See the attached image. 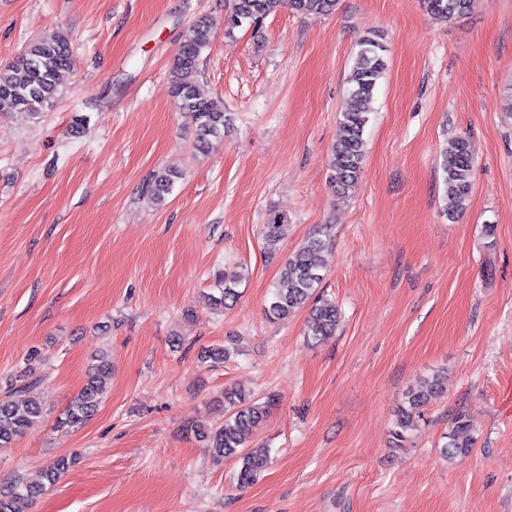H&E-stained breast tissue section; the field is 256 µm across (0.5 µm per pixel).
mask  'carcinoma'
I'll use <instances>...</instances> for the list:
<instances>
[{"label": "carcinoma", "mask_w": 512, "mask_h": 512, "mask_svg": "<svg viewBox=\"0 0 512 512\" xmlns=\"http://www.w3.org/2000/svg\"><path fill=\"white\" fill-rule=\"evenodd\" d=\"M476 0H422L431 14L452 20L471 10ZM303 14H321L331 11L336 0H229L226 24L228 30L253 24L274 14L284 6ZM211 42L206 18H199L190 27L171 64V95L180 111L188 114L196 126V142L204 147L209 138L224 134L228 118L221 101L204 93L190 81L203 51ZM384 37L372 32L359 42V51L348 74L349 85L345 106L341 112L342 133L332 147L329 161V183L336 193L344 195L360 178L364 163V132L369 122L366 104L386 70ZM72 66L68 37L62 33L48 35L30 44L22 59L16 64L0 69V111L11 110L28 118L37 117L45 106L55 101L60 92L59 78L62 71ZM440 168L445 190L456 202V212L466 209L473 181V160L467 139L458 137L448 141L441 152ZM181 173L175 169L156 172L149 179L146 190L159 204L165 203L173 192ZM285 224L279 217L264 226V238L269 253L277 252L284 236ZM325 242L319 237L310 238L299 250L285 256L280 263L277 282L265 309L271 320L284 321L305 308L322 280L321 267L315 263V253ZM241 280L238 273H224L216 280L220 296H208L213 305H228L236 300L235 287ZM340 314L336 304L323 299L311 308L310 328L314 336L327 337L336 333ZM111 373L105 355L88 372L79 392L69 402L66 410L55 422L60 429L75 428L95 412L105 393L106 380ZM446 376L437 372L423 386L408 390L400 404L391 432L397 447H405L409 433L415 426L423 408L444 392ZM26 375H19L17 382L9 384V392L0 398V448H7L15 437L34 424L44 420L42 404L32 398H19L17 394L27 388ZM228 407L224 421L217 426L195 425V436L207 443L218 458L234 459L239 463L237 481L246 486L254 483L266 469L269 449L262 445L246 446L253 429L257 428L268 413L269 404L252 398L242 390L224 392ZM472 448V437L465 416L455 417L444 446L445 456H465ZM75 465V458L57 457L42 473L38 482L18 481L0 493V512H27V506L44 491L58 483Z\"/></svg>", "instance_id": "cac0c4a2"}]
</instances>
